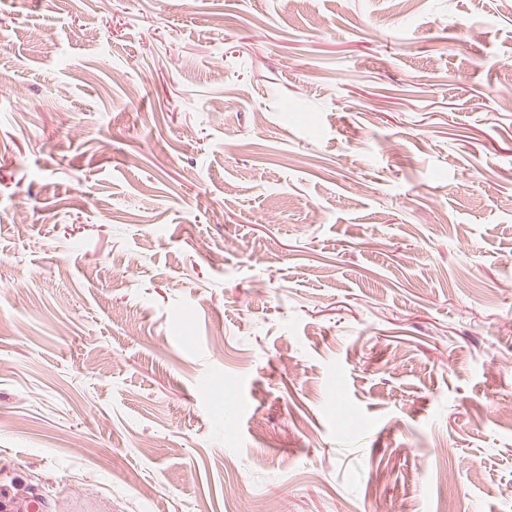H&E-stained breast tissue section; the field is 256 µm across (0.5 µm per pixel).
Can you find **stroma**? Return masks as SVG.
<instances>
[{
	"mask_svg": "<svg viewBox=\"0 0 512 512\" xmlns=\"http://www.w3.org/2000/svg\"><path fill=\"white\" fill-rule=\"evenodd\" d=\"M0 492L512 512V0H0Z\"/></svg>",
	"mask_w": 512,
	"mask_h": 512,
	"instance_id": "1",
	"label": "stroma"
}]
</instances>
